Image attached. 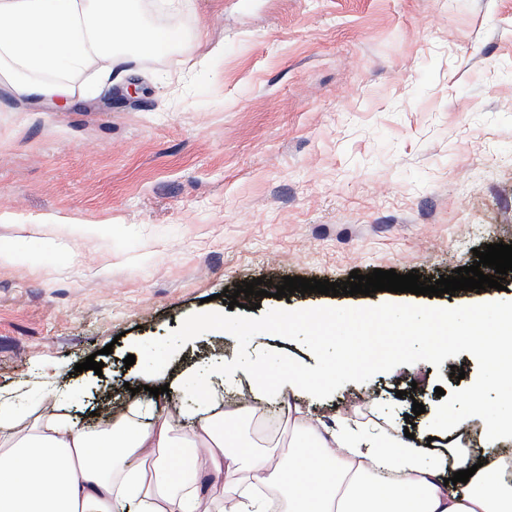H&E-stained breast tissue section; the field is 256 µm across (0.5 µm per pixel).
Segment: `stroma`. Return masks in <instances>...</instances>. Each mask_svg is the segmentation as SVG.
Segmentation results:
<instances>
[{
	"instance_id": "1",
	"label": "stroma",
	"mask_w": 512,
	"mask_h": 512,
	"mask_svg": "<svg viewBox=\"0 0 512 512\" xmlns=\"http://www.w3.org/2000/svg\"><path fill=\"white\" fill-rule=\"evenodd\" d=\"M185 3L145 9L181 40L141 75L139 100L95 101L90 76L60 110L0 96V393L19 429L43 419L42 396L101 426L105 401L132 400L136 343L222 309L223 290L376 268L436 280L512 244V0ZM503 284L246 304L460 307L512 301V272ZM108 345L101 373L75 371ZM236 352L232 335L206 332L168 378L213 379ZM415 370L427 380L416 389ZM476 373L464 352L302 403L320 431L382 433L405 427L417 401L423 432L436 389Z\"/></svg>"
}]
</instances>
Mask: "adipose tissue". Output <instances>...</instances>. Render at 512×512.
<instances>
[{"label": "adipose tissue", "instance_id": "obj_1", "mask_svg": "<svg viewBox=\"0 0 512 512\" xmlns=\"http://www.w3.org/2000/svg\"><path fill=\"white\" fill-rule=\"evenodd\" d=\"M178 35L146 25L138 0H0V92L27 112L56 108L88 71L122 82L130 58L119 46L131 45L144 66ZM488 316L496 329H462L447 309L431 308L415 334L430 347L440 329L487 352L512 406V310ZM221 371L249 375L255 397L287 405V456L244 438L242 408H224L220 392L199 381L188 424L162 405L99 434L65 417L21 432L15 410L0 405V512H512V456L496 449L512 441V409L489 416L480 452L453 455L455 470L474 474L448 485L443 458L423 437L319 432L296 402L317 389L297 363L273 381L254 363L228 359ZM209 474L223 476L221 494L207 495Z\"/></svg>", "mask_w": 512, "mask_h": 512}]
</instances>
